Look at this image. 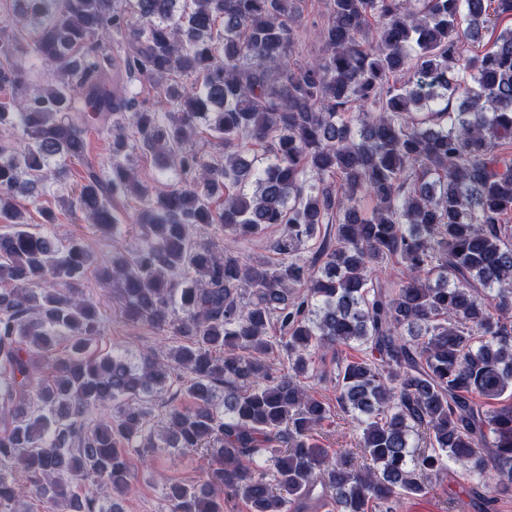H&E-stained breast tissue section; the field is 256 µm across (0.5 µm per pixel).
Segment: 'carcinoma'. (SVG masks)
I'll return each instance as SVG.
<instances>
[{
  "instance_id": "carcinoma-1",
  "label": "carcinoma",
  "mask_w": 512,
  "mask_h": 512,
  "mask_svg": "<svg viewBox=\"0 0 512 512\" xmlns=\"http://www.w3.org/2000/svg\"><path fill=\"white\" fill-rule=\"evenodd\" d=\"M4 2L0 126L22 139L0 141V512L29 495L123 512L134 448L213 460L201 487L165 485L170 512H223L226 496L300 512L315 494L330 512H395L448 462L483 512L512 497V27L463 49L512 20V0H325L323 55L300 65L304 0ZM22 54L54 68L43 86L29 89ZM137 74L168 111L128 90ZM201 125L224 162L192 147ZM90 128L111 138L102 169ZM137 151L177 181L145 186ZM74 161L101 237L120 227L113 200L141 203L133 243L97 275L125 320L180 341L165 357L97 350L94 255L25 220L20 200L49 183L70 204ZM199 225L225 245L195 241ZM271 226L277 261L236 250ZM388 262L406 271L394 286L373 279ZM278 345L288 369L274 373ZM342 346L361 352L336 364L361 467L322 448L328 410L301 382ZM174 384L192 406L169 407L157 434L138 399ZM95 407L112 413L90 426Z\"/></svg>"
}]
</instances>
